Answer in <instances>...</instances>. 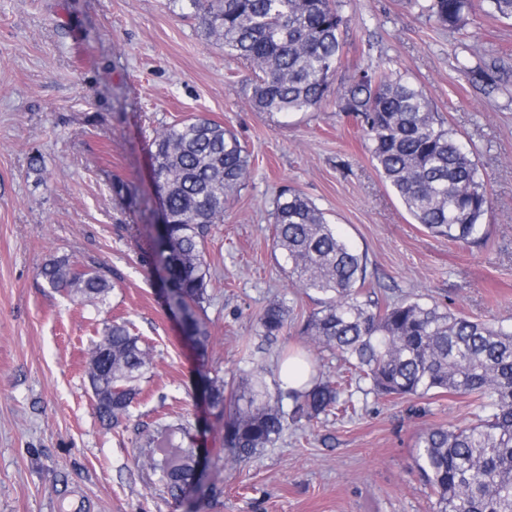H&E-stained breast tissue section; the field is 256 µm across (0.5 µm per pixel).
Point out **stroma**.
<instances>
[{
  "mask_svg": "<svg viewBox=\"0 0 512 512\" xmlns=\"http://www.w3.org/2000/svg\"><path fill=\"white\" fill-rule=\"evenodd\" d=\"M348 20L334 77L381 65L407 73L474 152L491 205L486 243H453L416 224L373 167L351 116L328 99L289 117L252 111L244 64L206 40L168 0H0V512H430L410 471L421 429L472 419L475 402L438 394L380 397L352 388L357 412L289 425L246 467L175 501L147 484L136 428L187 427L216 463L223 422L204 402L198 356L169 310L162 273L146 262L158 201L156 131L203 116L233 131L251 173L211 225L210 301L201 317L209 366L231 378L244 352L279 377L280 353L301 349L315 296L292 287L272 253L283 188L315 203L368 257L395 300L512 323V19L476 0L463 30L438 25L411 0H343ZM43 157L42 178L29 173ZM135 184L115 195L112 183ZM63 256L108 267L114 284L93 308L46 288L42 264ZM288 328L264 341L273 301ZM126 322L153 366L128 421L103 427L85 377L105 321Z\"/></svg>",
  "mask_w": 512,
  "mask_h": 512,
  "instance_id": "obj_1",
  "label": "stroma"
}]
</instances>
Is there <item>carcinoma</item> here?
<instances>
[{
    "label": "carcinoma",
    "mask_w": 512,
    "mask_h": 512,
    "mask_svg": "<svg viewBox=\"0 0 512 512\" xmlns=\"http://www.w3.org/2000/svg\"><path fill=\"white\" fill-rule=\"evenodd\" d=\"M201 16L224 55L251 71L249 107L283 118L309 112L329 97L352 116L371 142V161L414 220L453 242L481 244L489 207L473 152L445 127L431 101L410 77L383 67H361L338 87L333 77L347 19L339 0H172ZM440 25L461 27L473 0H414ZM154 177L164 198L166 224L153 260L164 262L167 303L180 313L184 334L205 362L208 334L197 312L209 300V226L250 175V154L238 137L205 118L176 122L152 141ZM273 249L292 285L321 295L320 308L301 334L314 348L336 352L368 390L385 397L448 393L483 403L457 427L430 426L416 442L412 471L431 491V512H512V326L454 314L419 300L382 302L367 256L351 247L312 201L280 191L273 213ZM102 265L82 270L64 258L48 259L39 275L73 301L97 304L113 288ZM289 308L269 304L261 336L271 342L288 328ZM152 364L149 350L124 323L105 324L89 349L85 375L95 412L106 427L130 418L138 382ZM212 409L224 418V466L249 462L288 429L314 422L346 404L339 384L311 375L302 389L271 391L265 368L252 363L224 382L199 371ZM291 408H283V399ZM185 431L159 423L146 431L137 462L157 477L164 493L183 497L208 477Z\"/></svg>",
    "instance_id": "obj_1"
}]
</instances>
